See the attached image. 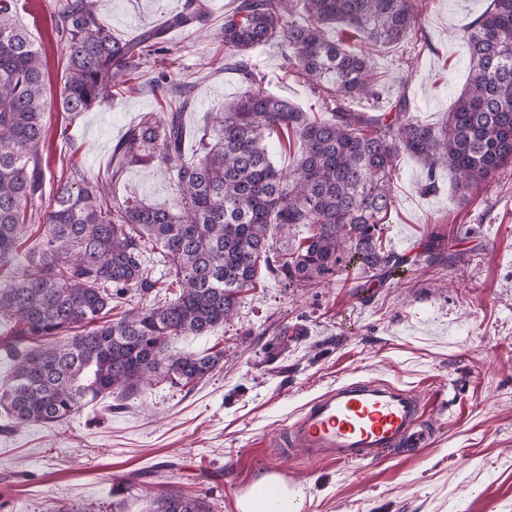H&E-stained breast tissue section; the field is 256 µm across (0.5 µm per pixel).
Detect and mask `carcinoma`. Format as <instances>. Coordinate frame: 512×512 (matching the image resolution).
I'll return each mask as SVG.
<instances>
[{
	"label": "carcinoma",
	"instance_id": "cac0c4a2",
	"mask_svg": "<svg viewBox=\"0 0 512 512\" xmlns=\"http://www.w3.org/2000/svg\"><path fill=\"white\" fill-rule=\"evenodd\" d=\"M18 13L19 0H0V326L10 325L0 348L13 360L0 407L18 423L62 421L101 395L136 391L149 379L201 381L219 356L175 351L174 340L230 320L263 268L300 287L330 279L346 261L371 279L409 264L378 236L394 204L401 155L424 162L428 192L437 189L438 170L448 169L461 203L478 182L512 165V0H491L463 29L469 78L434 126L413 115L404 95L376 116L349 106L357 97L382 100L371 52L418 43L416 0H235L216 38L244 91L211 117L220 137L202 129L194 155L185 158L183 111L176 108L160 119L145 114L112 151L114 180L132 165L172 169L179 208L119 200L79 167L42 208L36 200L49 139L46 59ZM204 16L202 0H185L171 24L186 27ZM49 21L65 43L59 106L70 119L130 83L164 43L160 30L112 36L93 0H60ZM338 25L357 38L354 47L332 38ZM270 43L328 117L262 88L250 52ZM145 86L165 99L191 93L171 71ZM284 131L300 141L288 173L271 158V138ZM39 221L47 233L23 268L21 232ZM273 227L301 234V242L276 254ZM160 282L178 288L175 298L141 306ZM114 302L126 309L107 321ZM157 512L211 507L201 497L169 493Z\"/></svg>",
	"mask_w": 512,
	"mask_h": 512
}]
</instances>
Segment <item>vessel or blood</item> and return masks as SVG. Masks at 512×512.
Listing matches in <instances>:
<instances>
[{"mask_svg": "<svg viewBox=\"0 0 512 512\" xmlns=\"http://www.w3.org/2000/svg\"><path fill=\"white\" fill-rule=\"evenodd\" d=\"M419 395L368 379L346 380L311 400L280 438L281 447L301 450L316 463H371L394 448H420L429 433L422 425Z\"/></svg>", "mask_w": 512, "mask_h": 512, "instance_id": "obj_1", "label": "vessel or blood"}]
</instances>
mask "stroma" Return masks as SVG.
<instances>
[{
	"mask_svg": "<svg viewBox=\"0 0 512 512\" xmlns=\"http://www.w3.org/2000/svg\"><path fill=\"white\" fill-rule=\"evenodd\" d=\"M113 36L165 29L166 51L144 74L174 70L191 81L184 112L186 150L200 129L217 135L209 115L235 100L240 77L224 66L211 31L234 0H204L200 24L167 28L183 0H94ZM490 0H420L417 20L427 44L401 42L373 51L384 102L406 95L424 123H439L467 82L469 57L460 38ZM59 0H29L19 19L48 61L53 99L46 120L43 199L64 167L122 199L174 206L170 171L134 165L112 177V149L146 112L170 103L144 89L121 87L101 106L67 121L55 104L64 79V43L44 18ZM265 89L307 112L318 109L302 80L288 75L277 45L251 54ZM67 136H60V128ZM425 169L402 155L395 205L382 229L385 246L414 256L398 276L358 290L349 267L313 288H293L260 271L231 321L204 336H185L182 351L221 353L198 383L155 381L93 401L66 420L18 423L0 410V512H151L155 497L193 492L215 512H240V497L279 465L310 487L303 512H512V167L457 204L448 171L439 189L423 190ZM454 239L460 259L427 265L431 236ZM367 375L414 390L426 403L432 441L398 449L372 464L315 463L302 452L280 454L277 436L313 397Z\"/></svg>",
	"mask_w": 512,
	"mask_h": 512,
	"instance_id": "35a3bbf8",
	"label": "stroma"
}]
</instances>
